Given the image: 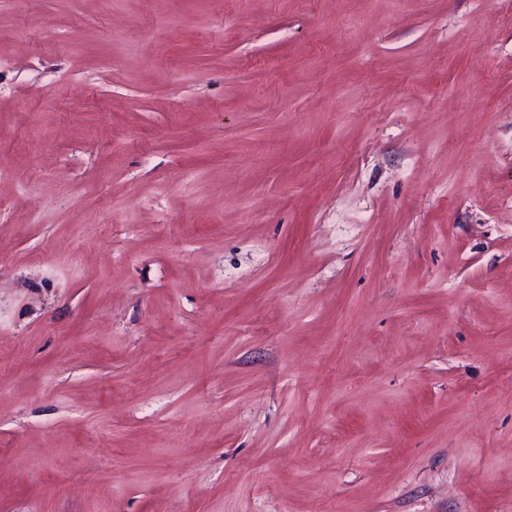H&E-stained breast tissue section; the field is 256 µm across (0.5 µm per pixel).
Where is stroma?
Segmentation results:
<instances>
[{
	"label": "stroma",
	"mask_w": 512,
	"mask_h": 512,
	"mask_svg": "<svg viewBox=\"0 0 512 512\" xmlns=\"http://www.w3.org/2000/svg\"><path fill=\"white\" fill-rule=\"evenodd\" d=\"M0 512H512V0H0Z\"/></svg>",
	"instance_id": "stroma-1"
}]
</instances>
